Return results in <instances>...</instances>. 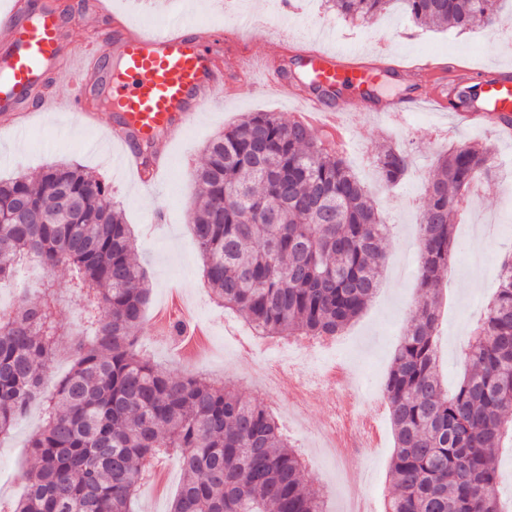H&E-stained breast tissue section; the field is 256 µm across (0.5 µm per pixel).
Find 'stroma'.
<instances>
[{
	"instance_id": "35a3bbf8",
	"label": "stroma",
	"mask_w": 512,
	"mask_h": 512,
	"mask_svg": "<svg viewBox=\"0 0 512 512\" xmlns=\"http://www.w3.org/2000/svg\"><path fill=\"white\" fill-rule=\"evenodd\" d=\"M297 9L285 27H277L274 15L284 9L282 0H205L203 16L215 24L232 19L234 25L253 21L248 33L254 56H262L271 38H281L289 50L318 45L316 27L329 29L332 46L356 53L369 62L377 61L379 48H386L387 62L403 66L400 74H381L371 112L349 116L353 137L344 158L367 190L380 203L385 223L390 224L387 259L382 269L381 287L367 308L351 321L330 350L307 361L309 371L341 361L355 373L362 396L383 389L393 352L408 325L410 309L419 298L417 269L419 246L411 235L419 222L425 200L424 187L432 177L439 156L463 143H478L494 150L495 172L476 198L478 207L467 212L455 226L458 248L450 272L442 284L438 349L439 370L449 386H456L463 371L462 340L480 319L497 282L491 262L512 252V138L503 137L483 121H460L452 113L424 109L404 118L402 124L389 122L382 113L386 101L416 93L412 66L432 60L446 62L469 73L487 69L512 70V9H505L498 31L479 29L458 33L417 27L394 6L377 18L350 23L324 7V0H294ZM108 8L126 22L141 21L153 27L190 14V0H108ZM294 100L257 94L251 83H244L238 95L225 102L219 112H206L189 124L180 138L169 145L175 162L157 183L142 185L137 174L121 162L109 158V113L85 118L79 114L58 120L34 116L23 136L0 131V178H12L38 171L55 162H72L102 176L112 187V200L119 203L136 236L140 262L151 287V303L164 300L170 290L183 293L192 303L198 321L207 324L213 335L211 352L196 364L187 366L176 353L175 336L160 335L147 326L139 346L147 355L174 373L191 372L218 377L236 386L246 396L266 401L267 394L247 376L256 363H281L284 374L291 365L282 364L278 353L258 354L246 363L236 355V338L228 328L227 312L211 300L203 261L190 230L195 185L193 169L200 166L206 143L224 128L236 124L251 112H277L293 120ZM399 143L413 160L409 175L394 186L379 187L371 179L367 159L375 157L385 144ZM277 416L286 433L301 449L312 486L331 490L328 512H344L349 500L360 499L368 512H385L390 497V462L394 449L387 416H380L383 441L360 484L344 485L336 461L321 448L317 431L330 412V394L311 389L302 414H292L287 393L279 395ZM39 406H30L16 422L10 435L0 439V499L16 500L23 491V476L31 467L29 443L42 427ZM167 476L162 492L145 485L138 497V512H168L181 482L182 469L177 457L157 464Z\"/></svg>"
}]
</instances>
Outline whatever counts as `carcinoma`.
Here are the masks:
<instances>
[{"label":"carcinoma","instance_id":"cac0c4a2","mask_svg":"<svg viewBox=\"0 0 512 512\" xmlns=\"http://www.w3.org/2000/svg\"><path fill=\"white\" fill-rule=\"evenodd\" d=\"M370 21L391 0H325ZM418 26L492 29L500 0H401ZM399 145L376 158L400 182ZM493 151L462 144L438 160L420 213L421 298L394 352L385 391L394 432L386 512H507L496 461L512 448V255L463 350L454 391L438 372L439 286L457 249L458 198L491 175ZM191 228L215 301L258 335L335 336L380 285L389 227L343 157L315 130L252 112L216 135L195 174ZM107 183L73 163L0 179V283L30 265L44 277L0 310V435L37 402L25 494L0 512H135L152 463L173 454L183 477L170 512H327L300 451L265 405L206 376L173 374L141 353L150 288ZM85 299L71 371L45 388L62 326L52 272Z\"/></svg>","mask_w":512,"mask_h":512}]
</instances>
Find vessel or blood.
<instances>
[{"label": "vessel or blood", "instance_id": "b4317fda", "mask_svg": "<svg viewBox=\"0 0 512 512\" xmlns=\"http://www.w3.org/2000/svg\"><path fill=\"white\" fill-rule=\"evenodd\" d=\"M18 8L0 11V125L22 131L21 116L30 112H94L107 102L113 114L112 135L124 157L143 182L153 181L170 161L161 149L151 161L136 151L134 138L161 131L177 134L193 117L214 111L232 99L245 80L247 50L222 33L185 31L177 23L150 33H116L114 39L92 36L74 42L64 36L58 13L46 8L20 21ZM286 49L281 42L268 45L261 64L266 79L261 87L301 101L320 129L337 132L348 141L346 115L368 110L363 91L374 84L380 67L359 62L354 55L319 48L302 54L315 89H304L285 78ZM68 79L76 94L63 96L53 84ZM420 94L393 99L384 110L401 117L410 107L448 108V71L429 63L419 73ZM347 91L340 105L327 102L324 89ZM478 90L486 106L483 116L512 137V73H482Z\"/></svg>", "mask_w": 512, "mask_h": 512}]
</instances>
